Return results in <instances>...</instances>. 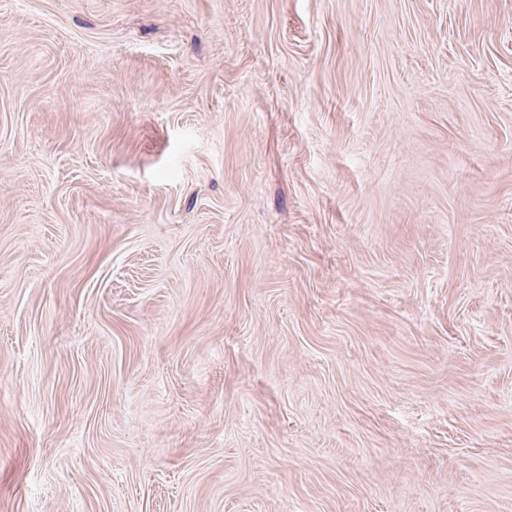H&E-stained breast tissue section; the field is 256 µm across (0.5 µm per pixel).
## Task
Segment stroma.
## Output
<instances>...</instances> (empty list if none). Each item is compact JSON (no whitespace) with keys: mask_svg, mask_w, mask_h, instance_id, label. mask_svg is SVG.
Instances as JSON below:
<instances>
[{"mask_svg":"<svg viewBox=\"0 0 512 512\" xmlns=\"http://www.w3.org/2000/svg\"><path fill=\"white\" fill-rule=\"evenodd\" d=\"M0 512H512V0H0Z\"/></svg>","mask_w":512,"mask_h":512,"instance_id":"1","label":"stroma"}]
</instances>
